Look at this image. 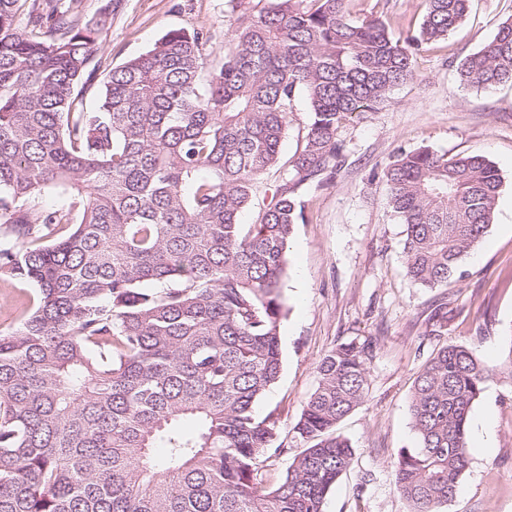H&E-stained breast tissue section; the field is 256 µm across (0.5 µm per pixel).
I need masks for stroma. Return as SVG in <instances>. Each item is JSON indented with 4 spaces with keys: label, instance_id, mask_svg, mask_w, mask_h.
<instances>
[{
    "label": "stroma",
    "instance_id": "stroma-1",
    "mask_svg": "<svg viewBox=\"0 0 512 512\" xmlns=\"http://www.w3.org/2000/svg\"><path fill=\"white\" fill-rule=\"evenodd\" d=\"M351 19L379 17L399 39L420 24L424 0H348ZM109 14L99 56L118 66L148 51L167 31L209 28L213 57L224 52L222 33L233 14L228 0H80L88 21ZM512 21V0H471L466 19L447 39L423 46L416 77L394 89L378 110L354 114L339 131L343 161L333 182L306 194L305 223L295 225L287 248L282 294L281 371L259 401L276 411L283 454L269 460L266 484L276 483L304 448L294 426L318 383L321 358L350 340L369 341V390L362 406L339 425L354 463L328 493L323 512H409L394 485L401 449L417 445L410 396L425 361L441 346L471 348L501 359L512 327V86L477 89L458 75ZM427 147L447 155L480 154L502 177L494 222L466 257L448 288L415 285L406 275L403 227L374 179L398 149ZM34 293L31 285L0 277V331H9ZM448 304V327L432 332L430 317ZM470 464L445 512H512V374L492 376L474 405Z\"/></svg>",
    "mask_w": 512,
    "mask_h": 512
}]
</instances>
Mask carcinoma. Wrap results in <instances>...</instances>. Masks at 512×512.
<instances>
[{
    "label": "carcinoma",
    "instance_id": "obj_1",
    "mask_svg": "<svg viewBox=\"0 0 512 512\" xmlns=\"http://www.w3.org/2000/svg\"><path fill=\"white\" fill-rule=\"evenodd\" d=\"M214 34L170 30L111 68L96 107L108 17L79 0H0V274L34 286L0 332V512H323L353 464L337 432L368 392L370 342L340 343L294 426L305 443L263 488L278 418L256 406L279 377L286 249L304 192L336 175L338 131L413 79L414 56L464 20L470 0H425L394 39L346 0H231ZM477 88L512 85V22L459 66ZM311 121L280 163L298 95ZM280 184L239 223L265 173ZM374 177L405 227L406 275L447 287L493 223L502 178L480 154L400 149ZM49 189L69 196L45 208ZM489 364L449 344L416 376L418 446L398 453L410 512H441L469 465V414ZM162 448V460L155 458Z\"/></svg>",
    "mask_w": 512,
    "mask_h": 512
}]
</instances>
